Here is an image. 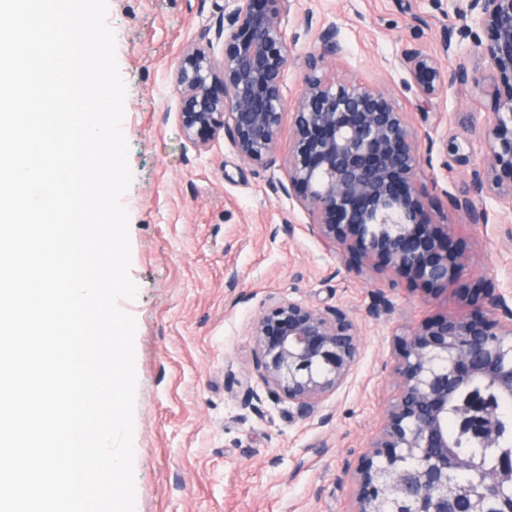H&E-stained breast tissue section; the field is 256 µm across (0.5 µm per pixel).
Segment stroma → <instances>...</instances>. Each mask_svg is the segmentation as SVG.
<instances>
[{"instance_id": "35a3bbf8", "label": "stroma", "mask_w": 512, "mask_h": 512, "mask_svg": "<svg viewBox=\"0 0 512 512\" xmlns=\"http://www.w3.org/2000/svg\"><path fill=\"white\" fill-rule=\"evenodd\" d=\"M107 23L127 89L122 129L133 174L123 203L138 291L119 306L137 325L136 512H353L356 472L399 392L397 335L465 311L481 282L512 303V213L489 196L479 203L486 222L472 224L449 205L479 162L448 161L446 144L470 137L489 101L448 86L419 112L399 56L418 48L444 69L462 63L483 74L486 62L467 39L443 51L445 33L463 24L449 0H294L283 21L287 102L303 90L318 30L332 24L340 51L323 76L380 88L405 112L435 220L469 259L457 281L431 290L370 261L349 272L282 193L283 162L245 160L224 135L204 149L186 138L172 73L188 45L221 52L224 0H108ZM271 294L344 308L358 328L346 381L305 420L267 393L256 409L241 406L246 387L262 386L251 329ZM384 299L391 311L376 313Z\"/></svg>"}]
</instances>
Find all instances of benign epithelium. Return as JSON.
<instances>
[{"instance_id":"1","label":"benign epithelium","mask_w":512,"mask_h":512,"mask_svg":"<svg viewBox=\"0 0 512 512\" xmlns=\"http://www.w3.org/2000/svg\"><path fill=\"white\" fill-rule=\"evenodd\" d=\"M224 14L221 58L212 47L186 49L175 68L178 117L185 136L206 148L220 132L244 159L270 163L287 108L282 88L291 48L282 21L291 0H231ZM491 83L461 64L443 70L435 57L404 50L401 61L424 108L443 87L468 84L490 98L491 112L472 137L452 142L455 161L481 155L451 208L473 223L476 202L492 196L512 212V0H456ZM488 33L480 40L477 31ZM338 51L330 25L307 56L304 90L292 108L287 180L282 187L311 218L320 239L353 259L378 257L393 272L437 287L459 278L467 259L434 228L404 112L384 91L318 75ZM509 175L503 185L500 175ZM469 314H449L401 335V390L381 437L358 470L355 512H512V454L481 469L448 437V414L473 440L499 439L497 404L512 401V308L500 289H483ZM255 366L270 391L313 416L346 379L358 355L354 319L342 308L320 309L271 295L253 323Z\"/></svg>"}]
</instances>
